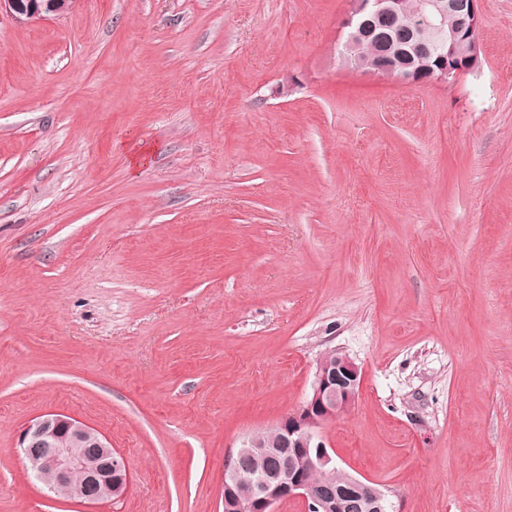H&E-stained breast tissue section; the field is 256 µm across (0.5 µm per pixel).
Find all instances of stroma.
Listing matches in <instances>:
<instances>
[{"label": "stroma", "instance_id": "1", "mask_svg": "<svg viewBox=\"0 0 512 512\" xmlns=\"http://www.w3.org/2000/svg\"><path fill=\"white\" fill-rule=\"evenodd\" d=\"M347 8L0 13V512H223L228 454L331 351L362 370L341 467L404 512H512V0L450 84L343 65ZM53 412L127 459L124 498L26 469Z\"/></svg>", "mask_w": 512, "mask_h": 512}]
</instances>
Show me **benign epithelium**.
Masks as SVG:
<instances>
[{
    "label": "benign epithelium",
    "mask_w": 512,
    "mask_h": 512,
    "mask_svg": "<svg viewBox=\"0 0 512 512\" xmlns=\"http://www.w3.org/2000/svg\"><path fill=\"white\" fill-rule=\"evenodd\" d=\"M77 0H0L16 19L35 22L48 15H63ZM401 0H349L342 26L348 29L346 46L356 48L371 19L398 15ZM481 15L479 0H422L420 17L407 40L411 50L401 56H417L419 65L402 70L404 84L455 81L478 65ZM362 381L360 367L349 357L329 353L315 367L312 393L295 411L282 419L279 447L266 448L250 437L232 452L224 472V512H277L286 501L302 512H401L391 500L392 491L382 484L343 471L346 488L332 484L315 488L307 479L313 463H336L335 450L320 429L348 411L356 402ZM22 459L49 489L79 480L73 499L95 504L121 499L129 484V466L96 428L77 423L67 414L49 413L31 420L21 430ZM258 456L272 457L273 467L252 471Z\"/></svg>",
    "instance_id": "7a95c632"
}]
</instances>
